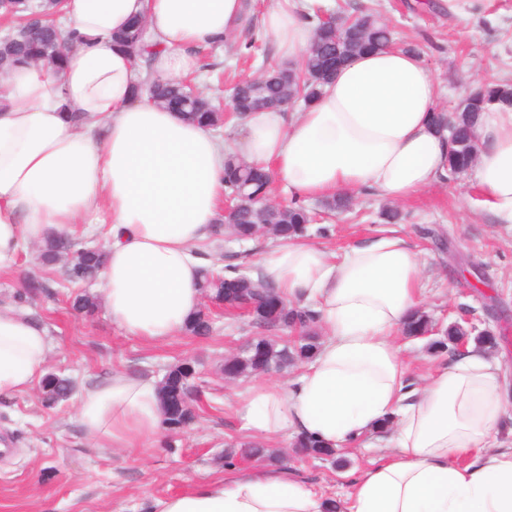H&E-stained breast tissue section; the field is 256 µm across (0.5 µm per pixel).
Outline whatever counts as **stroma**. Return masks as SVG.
Here are the masks:
<instances>
[{
  "label": "stroma",
  "mask_w": 512,
  "mask_h": 512,
  "mask_svg": "<svg viewBox=\"0 0 512 512\" xmlns=\"http://www.w3.org/2000/svg\"><path fill=\"white\" fill-rule=\"evenodd\" d=\"M344 7L351 14L369 8L395 28L400 44H417L422 59L439 82L438 106L453 109L467 87L486 80L512 81V0H326L325 9ZM248 28L218 47L199 50L201 63L225 67V82L253 76L252 60L279 61L273 38L246 49ZM472 175L439 180L400 204L404 219L396 229L406 235L426 265L427 292L422 306L439 330L453 323L506 335L491 356L512 380V230L494 224L472 188ZM380 199L357 195L352 212L310 225L307 236L336 253L384 231ZM271 244L209 241L211 260L256 272L260 254ZM51 296L31 308L49 331L52 351L48 371L85 387L124 370L161 379L165 369L191 359L199 373V417L183 434L162 436L140 455L85 439L76 418V402L45 407L40 391L0 401V512H154L155 503L190 491L201 482L230 474L227 450L252 442L235 411L236 395L252 378L225 381V356L257 335L248 317L220 315L212 337L180 335L149 344L123 335L106 310L85 320L66 304L62 271H55ZM410 378L422 382L446 353L432 348L431 337L398 336ZM387 433L371 432L337 449L334 456L302 454L285 442L265 441L274 461L236 458L239 468H276L313 493L332 497L347 484L346 475L372 468L385 453Z\"/></svg>",
  "instance_id": "stroma-1"
}]
</instances>
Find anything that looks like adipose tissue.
<instances>
[{"label":"adipose tissue","instance_id":"1","mask_svg":"<svg viewBox=\"0 0 512 512\" xmlns=\"http://www.w3.org/2000/svg\"><path fill=\"white\" fill-rule=\"evenodd\" d=\"M325 0H271L261 17L281 59L298 60ZM246 0H65L78 40L60 75L35 64L0 75V271L26 247L90 216L109 224L98 279L122 334L148 343L181 335L202 307L229 155L266 166L295 198L375 192L402 203L448 168L447 134L432 123L438 83L416 54L392 46L337 70L303 111L253 112L233 141L134 94L141 71L112 36L145 17L158 43L154 75L197 72L196 51L223 44ZM475 186L494 223L512 228V108L479 127ZM424 263L396 231L335 255L305 237L280 239L258 259L261 280L289 305L317 312L323 340L288 386L259 382L238 412L255 436L310 437L338 448L387 425L392 453L350 474L345 512H512V391L475 346L413 385L396 342L419 310ZM52 346L23 309L0 311V397L33 391ZM85 437L136 452L163 430L152 379L113 372L83 389ZM327 501L283 471L241 469L158 503V512H327Z\"/></svg>","mask_w":512,"mask_h":512}]
</instances>
